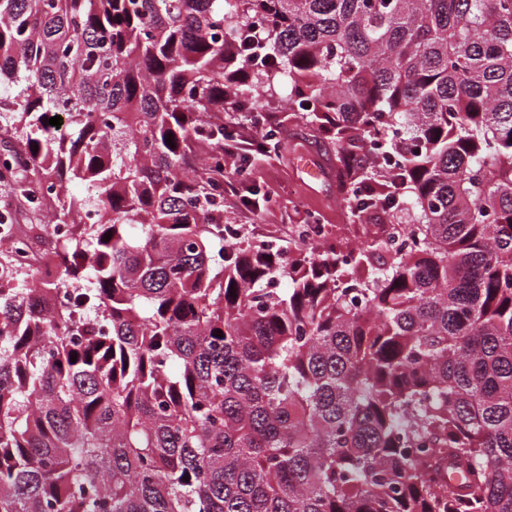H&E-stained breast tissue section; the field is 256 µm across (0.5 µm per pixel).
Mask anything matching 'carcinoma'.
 <instances>
[{
    "instance_id": "cac0c4a2",
    "label": "carcinoma",
    "mask_w": 512,
    "mask_h": 512,
    "mask_svg": "<svg viewBox=\"0 0 512 512\" xmlns=\"http://www.w3.org/2000/svg\"><path fill=\"white\" fill-rule=\"evenodd\" d=\"M257 29L357 249L225 235ZM10 131L72 230L0 251V512H512V0H0Z\"/></svg>"
}]
</instances>
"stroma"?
Listing matches in <instances>:
<instances>
[{"label": "stroma", "instance_id": "1", "mask_svg": "<svg viewBox=\"0 0 512 512\" xmlns=\"http://www.w3.org/2000/svg\"><path fill=\"white\" fill-rule=\"evenodd\" d=\"M258 111L266 122L255 127V137L272 136L274 144L252 155L250 187L270 196L271 201L258 216H245L232 200L224 202V221L236 224L253 239L274 242L281 248L298 244L304 224L318 220L330 237L359 246L375 232L372 223H353L344 201L346 188L336 168V147L315 126L293 112L279 97H265ZM316 153L328 169V182L320 186L307 182L296 164L301 153ZM21 171L0 175V210L9 209L20 229L36 223L31 204L17 192Z\"/></svg>", "mask_w": 512, "mask_h": 512}]
</instances>
